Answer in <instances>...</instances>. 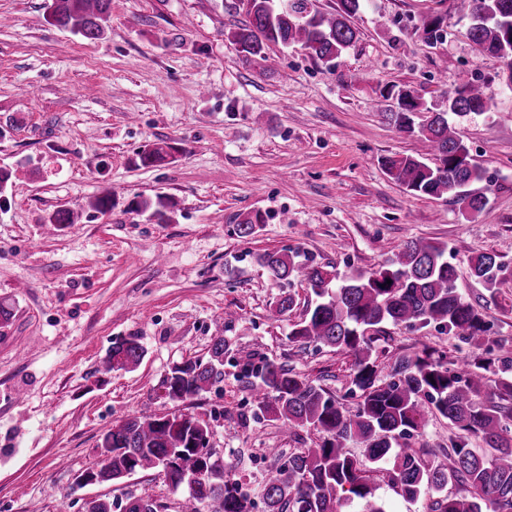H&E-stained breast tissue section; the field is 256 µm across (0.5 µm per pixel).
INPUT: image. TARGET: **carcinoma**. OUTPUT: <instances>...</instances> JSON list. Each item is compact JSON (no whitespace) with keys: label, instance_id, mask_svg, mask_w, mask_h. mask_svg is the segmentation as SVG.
<instances>
[{"label":"carcinoma","instance_id":"carcinoma-1","mask_svg":"<svg viewBox=\"0 0 512 512\" xmlns=\"http://www.w3.org/2000/svg\"><path fill=\"white\" fill-rule=\"evenodd\" d=\"M496 2L494 18L476 22L469 39L479 53L502 60L506 86L511 88L512 48L502 47L496 32L503 24L512 25V0ZM247 4L249 21L232 35L237 51L246 56H260L270 44L299 45L311 56L331 61L357 39L351 18L361 0H338L336 12L330 14L310 12L308 0ZM44 9L50 24L91 41L102 35L112 0H45ZM394 97L396 107L386 116L398 131L420 137L424 155L387 156L381 161L386 173L414 195L441 198L452 192L460 208L481 211L487 199L471 192L470 186L483 179V172L470 161L448 114L462 117L489 108L484 88L471 81L459 83L448 95L447 110L432 113L419 127L414 117L420 103L413 91L403 87ZM174 150L171 145L146 147L140 161L153 166ZM137 207L151 210L160 223L167 221L168 199L162 195ZM262 223L261 213H249L236 224V232L250 237ZM259 262L279 282L299 277L308 281L317 300L289 336L352 357V383L361 391V400L349 408L283 364L266 362L255 371H244L262 415L281 422L287 432L306 427L321 434L316 447L296 449L268 478L263 489L267 512H338L343 501L354 498L362 503L359 512H385L366 463H384L391 455L394 465L386 471L388 483L409 502L431 491L436 494L431 512H512V358H474L476 368L497 375L490 382L483 375L458 372L445 357L429 353L401 358L390 378L379 377L375 342L389 324L433 325L471 341L487 332L483 315L457 291L460 271L448 260L445 245L407 240L376 268L353 273L334 288L323 267L300 260L296 250L267 251ZM467 274L493 289L512 278V265L494 252H483L471 258ZM225 351L224 337L219 336L207 357L171 368L164 380L168 399L184 403L220 382ZM144 355L135 337L119 338L108 350L104 370L134 367ZM432 415L461 432L445 450L446 466L433 467L416 449L401 447V442L424 430ZM208 435V424L194 414L141 411L102 435L101 453L110 456L111 463L94 474L96 483H114L166 460L170 485L175 490L187 487L184 499L192 501L193 512H200L202 505L207 512H250L251 502L233 469L224 468L212 455L198 454L196 443ZM469 435L479 437L488 451L468 447ZM349 441L361 444L364 459L347 451ZM164 509L149 497L130 494L123 512Z\"/></svg>","mask_w":512,"mask_h":512}]
</instances>
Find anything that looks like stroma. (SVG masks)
Here are the masks:
<instances>
[{
  "mask_svg": "<svg viewBox=\"0 0 512 512\" xmlns=\"http://www.w3.org/2000/svg\"><path fill=\"white\" fill-rule=\"evenodd\" d=\"M44 0H0V512H84L85 502L148 496L174 512L180 497L160 469L112 485L77 486L100 458L101 435L149 408L212 418L211 443L264 512L268 477L316 431L289 434L257 415L245 369L282 363L353 406L351 360L334 348L290 341L291 324L316 297L305 280L271 279L258 258L302 257L343 278L368 271L411 238L440 242L466 267L494 252L512 261V90L500 59L478 53L454 0H365L356 43L323 62L300 46L240 54L230 33L247 20L243 0H112L99 39L46 22ZM443 17L430 43L421 21ZM486 82L493 106L453 124L484 177L488 203L461 213L452 196H415L381 160L420 153V142L382 115L389 89L430 105L462 73ZM173 160L142 166L153 143ZM113 193L111 212L90 209ZM166 195V223L136 202ZM73 222L56 228L57 207ZM265 222L249 240L240 215ZM164 261H157V254ZM459 293L491 330L480 343L434 326H387L381 374L427 350L455 363L512 350V282L486 291L467 277ZM292 311L278 313L281 295ZM228 351L217 389L178 405L164 396L170 368L205 357L216 336ZM138 337L131 370L103 372L113 341ZM24 392L16 400V392Z\"/></svg>",
  "mask_w": 512,
  "mask_h": 512,
  "instance_id": "1",
  "label": "stroma"
}]
</instances>
